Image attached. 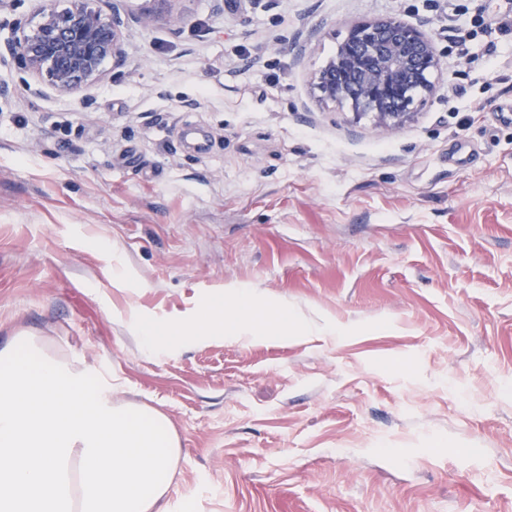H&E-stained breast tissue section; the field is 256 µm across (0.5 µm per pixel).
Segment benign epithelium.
I'll list each match as a JSON object with an SVG mask.
<instances>
[{
	"instance_id": "1",
	"label": "benign epithelium",
	"mask_w": 512,
	"mask_h": 512,
	"mask_svg": "<svg viewBox=\"0 0 512 512\" xmlns=\"http://www.w3.org/2000/svg\"><path fill=\"white\" fill-rule=\"evenodd\" d=\"M98 0H75L62 12L47 6L36 28L14 23L7 48L32 77L72 94L98 81L107 61L125 56L124 20L103 15ZM442 69L434 40L419 27L390 17L352 26L326 67L310 82L320 97L351 103L354 118L375 130L403 127L434 94Z\"/></svg>"
}]
</instances>
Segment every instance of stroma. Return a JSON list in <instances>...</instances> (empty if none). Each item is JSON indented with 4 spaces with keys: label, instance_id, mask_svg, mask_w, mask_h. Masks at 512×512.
I'll return each instance as SVG.
<instances>
[{
    "label": "stroma",
    "instance_id": "1",
    "mask_svg": "<svg viewBox=\"0 0 512 512\" xmlns=\"http://www.w3.org/2000/svg\"><path fill=\"white\" fill-rule=\"evenodd\" d=\"M40 5L0 12V345L164 413L170 512H512V0H123L122 65L35 97ZM389 16L442 71L381 134L310 77ZM228 288L312 334L142 347Z\"/></svg>",
    "mask_w": 512,
    "mask_h": 512
}]
</instances>
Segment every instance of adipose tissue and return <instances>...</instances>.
<instances>
[{
    "label": "adipose tissue",
    "mask_w": 512,
    "mask_h": 512,
    "mask_svg": "<svg viewBox=\"0 0 512 512\" xmlns=\"http://www.w3.org/2000/svg\"><path fill=\"white\" fill-rule=\"evenodd\" d=\"M254 297L246 290L234 288L228 291L225 300L216 301L195 315L188 324L160 325L154 322L141 323L137 333L142 344L151 350H162L186 339L202 341L221 336L228 341L250 339L253 341L278 334L288 339L309 334L310 326L296 323L290 315H282L278 323L266 327L257 326L252 319Z\"/></svg>",
    "instance_id": "adipose-tissue-1"
}]
</instances>
